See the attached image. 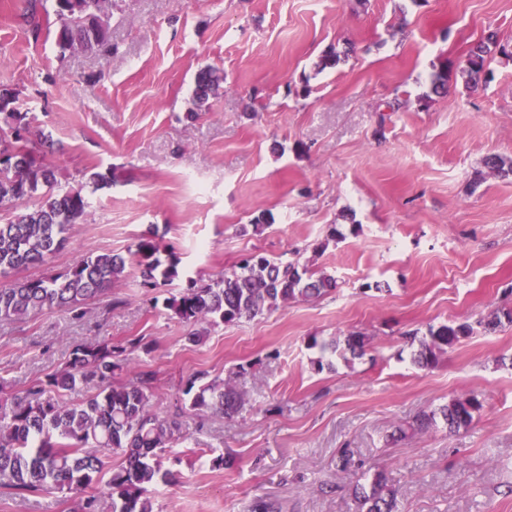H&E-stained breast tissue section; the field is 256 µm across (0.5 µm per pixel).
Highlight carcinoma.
I'll return each instance as SVG.
<instances>
[{"label": "carcinoma", "mask_w": 512, "mask_h": 512, "mask_svg": "<svg viewBox=\"0 0 512 512\" xmlns=\"http://www.w3.org/2000/svg\"><path fill=\"white\" fill-rule=\"evenodd\" d=\"M61 21L57 45L61 52L104 44L108 30L102 19L109 16L112 0H53ZM507 52L494 32L469 50L462 77L478 85L485 73L487 57ZM224 75L206 67L198 71L192 95V119L209 108L220 95ZM18 92L0 87V115L9 131L0 133V276L18 269L42 266L64 244L69 228L84 221L92 195L112 186V177L94 172L86 187L67 189L55 170L36 153L32 138L33 116L21 110ZM484 166L500 174L512 173V161L496 155ZM119 254H90L78 258L65 273L52 277L26 278L0 283V319L22 321L45 307H56L83 317L84 305L102 297L120 280L127 263L140 271L142 285L158 288L179 277V259L161 248L156 233L143 235ZM336 290V279L316 273L297 261L282 262L252 255L220 278L203 282L188 279L184 291L166 301L179 320L194 325L236 324L251 320L281 304L312 300ZM512 322V309L498 310L478 322L486 333H494L502 321ZM474 333L473 325L448 322L428 329L419 341L415 363L431 368L448 349ZM150 346L135 337L124 345L91 340L72 346L69 358L56 371L30 381L22 394H12L0 384V486L23 494L47 489L83 491L105 483L100 495H90L79 504V512H153L149 494L159 481L174 484L179 473L161 467L162 454L183 439L179 420L162 415L153 403V372L141 370L125 382H114L117 374L131 369L128 354ZM97 382L92 397L70 401L64 392L80 383ZM185 394L190 409L212 411L226 417L240 414L247 400L232 379L223 382L191 378ZM482 408L478 395L454 397L436 410L420 413L399 437L423 433L442 420L448 434L467 428ZM119 450L123 464L105 476L101 452ZM357 512H395L394 491L388 477L374 473L369 485L354 489Z\"/></svg>", "instance_id": "cac0c4a2"}]
</instances>
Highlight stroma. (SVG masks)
<instances>
[{"mask_svg": "<svg viewBox=\"0 0 512 512\" xmlns=\"http://www.w3.org/2000/svg\"><path fill=\"white\" fill-rule=\"evenodd\" d=\"M28 3L0 0V85L54 141L58 180H113L50 263L17 278L126 254L152 226L180 276L151 290L130 266L82 320L46 308L0 321V381L24 389L77 341L143 337L152 350L132 363L153 371L156 409L186 435L163 456L180 478L154 487V512H250L258 500L355 512L353 485L377 470L398 512H512V325L475 332L430 369L411 343L512 308V175L483 164L512 158V57L491 54L477 88L461 76L487 32L512 46V0H113L107 43L65 55L55 14ZM331 49L339 63L317 70ZM207 66L223 69L224 91L187 118ZM251 254L299 260L337 288L189 343L166 298ZM353 332L369 338L363 356L325 350ZM198 373L233 377L242 414L191 411ZM469 393L483 407L466 430L393 440ZM81 499L0 487V512H76Z\"/></svg>", "mask_w": 512, "mask_h": 512, "instance_id": "35a3bbf8", "label": "stroma"}]
</instances>
